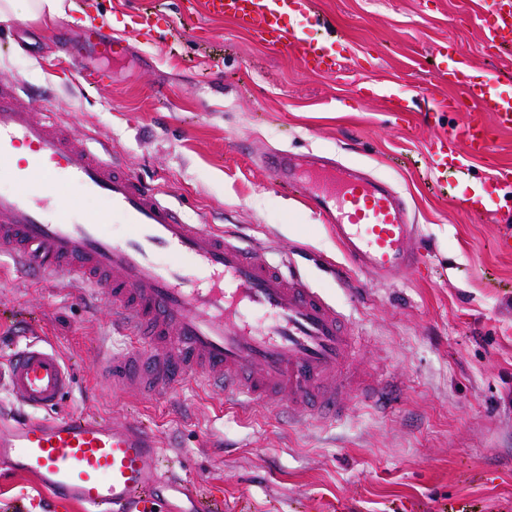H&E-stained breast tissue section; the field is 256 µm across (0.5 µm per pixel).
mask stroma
<instances>
[{"instance_id": "obj_1", "label": "stroma", "mask_w": 512, "mask_h": 512, "mask_svg": "<svg viewBox=\"0 0 512 512\" xmlns=\"http://www.w3.org/2000/svg\"><path fill=\"white\" fill-rule=\"evenodd\" d=\"M47 32L0 22V80L43 95V105L90 147L108 142L148 184L168 191L191 223L250 236L260 255L300 253L302 273L352 320L361 374L394 380L397 407L351 401L336 424H291L260 404L241 410L189 382L153 400L113 393L100 351H121L106 308L59 282L21 278L0 263V352L38 336L71 370L62 413L149 427L197 490L224 512H512V233L504 216L461 206L472 186L512 168V131H492L493 151L467 159L453 192L427 167L431 141L462 112L400 109L427 89L454 99L436 73V50L463 45L477 69L512 82V47L486 48L483 0H314L345 66L303 68L280 47L212 18L204 0H73ZM131 46L106 61L110 82L89 85L65 61L59 33L77 40L98 13ZM272 148L335 157L389 182L415 214L418 271L381 281L332 275L345 265L331 228L310 204L259 168ZM0 512H82L53 501L29 476L0 466Z\"/></svg>"}]
</instances>
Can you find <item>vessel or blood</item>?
<instances>
[{
	"label": "vessel or blood",
	"instance_id": "1",
	"mask_svg": "<svg viewBox=\"0 0 512 512\" xmlns=\"http://www.w3.org/2000/svg\"><path fill=\"white\" fill-rule=\"evenodd\" d=\"M204 7L284 45L303 65L331 74L340 66L335 37L314 35L323 22L312 0H205ZM110 26L99 14L68 46L70 67L93 83L102 80L95 60L127 50L108 36ZM482 32L487 46L512 44V0H485ZM440 71L460 97L438 108L470 118L432 144L429 169L437 175L489 154L490 127L512 130L511 85L475 70L455 45L442 52ZM485 105L486 119L478 112ZM20 149L28 158L13 163ZM261 167L316 208L355 269L389 279L418 268L421 256L411 247L418 227L384 182L282 149L269 150ZM0 176L12 184L0 193V258L30 278L63 277L78 295H95L111 311L113 328L132 337L125 355L104 360L113 389L158 398L196 380L236 405L298 410L314 425L342 420L352 397L396 407L398 393L381 377L358 375L360 339L346 315L298 270L261 257L234 234L188 223L161 190L58 125L38 96L21 95L13 81H0ZM61 180L70 192L105 200L107 213L55 204ZM510 192L512 170L500 169L492 186H477L462 204L471 214L496 215ZM111 213L128 224L124 236L105 232ZM255 312L262 324L252 321ZM0 376L29 410L19 418L0 414V463L34 477L53 499L75 501L84 512H163L170 499L183 498L189 512H224L223 502L199 498L164 467L146 427L47 418L73 386L55 350L30 343L0 364Z\"/></svg>",
	"mask_w": 512,
	"mask_h": 512
}]
</instances>
